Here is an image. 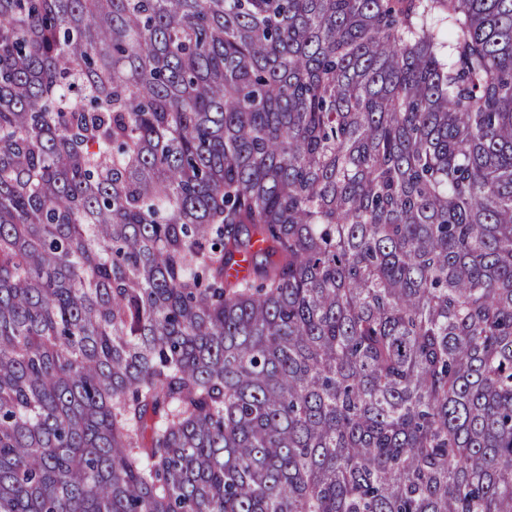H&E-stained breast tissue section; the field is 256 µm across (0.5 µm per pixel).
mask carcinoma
<instances>
[{
	"label": "carcinoma",
	"instance_id": "1",
	"mask_svg": "<svg viewBox=\"0 0 512 512\" xmlns=\"http://www.w3.org/2000/svg\"><path fill=\"white\" fill-rule=\"evenodd\" d=\"M0 512H512V0H0Z\"/></svg>",
	"mask_w": 512,
	"mask_h": 512
}]
</instances>
